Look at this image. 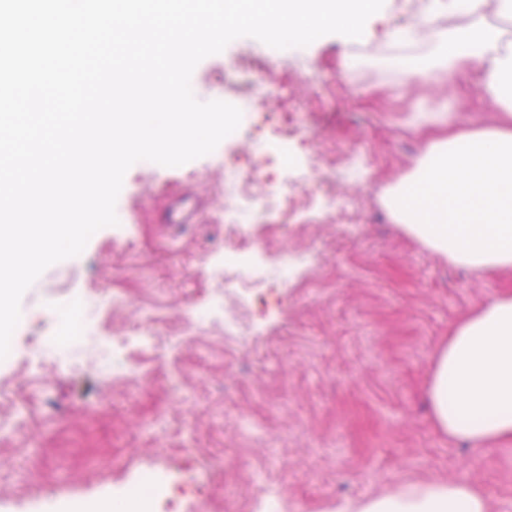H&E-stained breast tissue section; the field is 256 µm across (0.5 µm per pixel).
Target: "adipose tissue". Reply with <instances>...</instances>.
Listing matches in <instances>:
<instances>
[{
	"instance_id": "ef3b65f1",
	"label": "adipose tissue",
	"mask_w": 512,
	"mask_h": 512,
	"mask_svg": "<svg viewBox=\"0 0 512 512\" xmlns=\"http://www.w3.org/2000/svg\"><path fill=\"white\" fill-rule=\"evenodd\" d=\"M494 9L497 23L485 19ZM460 11L472 26L457 31L448 58L470 62L498 125L452 132L437 143L399 190L400 217L449 262L512 268V0H429L428 14ZM432 420L449 437L473 445L512 441V294L473 310L435 354L428 390ZM337 512H489L482 493L461 480L402 484Z\"/></svg>"
}]
</instances>
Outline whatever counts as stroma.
I'll return each mask as SVG.
<instances>
[{
    "instance_id": "1",
    "label": "stroma",
    "mask_w": 512,
    "mask_h": 512,
    "mask_svg": "<svg viewBox=\"0 0 512 512\" xmlns=\"http://www.w3.org/2000/svg\"><path fill=\"white\" fill-rule=\"evenodd\" d=\"M421 5L384 0L355 42L240 37L196 66L194 96L239 107L250 129L179 167L132 165L118 225L24 293L0 360V512L103 494L121 512L149 471L172 486L156 512H259L269 492L284 512H335L436 480L512 512V442L473 447L431 420L433 355L472 309L512 293V269L451 264L396 218L397 186L449 129L497 120L472 68L444 64L456 25L399 39ZM228 180L279 207L240 200L256 217L239 221L217 207ZM186 193L201 199L194 223H161ZM236 249L265 270L299 262L288 281L252 282L226 263ZM103 295L104 311L78 319V302ZM200 308L212 320L196 321ZM69 322L75 352L111 355L113 336L140 330L153 344H129L118 374L74 373L42 353Z\"/></svg>"
}]
</instances>
